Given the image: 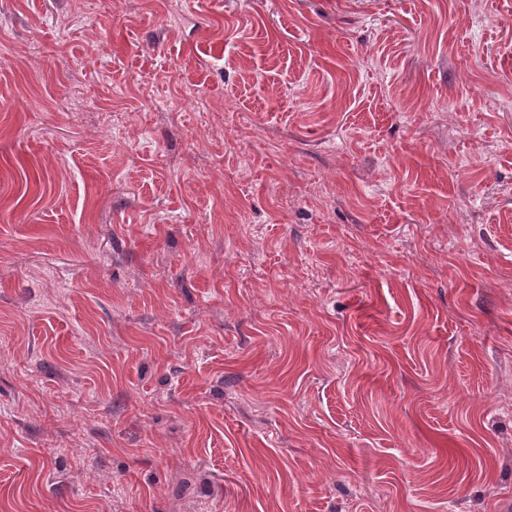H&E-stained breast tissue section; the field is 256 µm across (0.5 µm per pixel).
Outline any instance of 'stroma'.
I'll return each instance as SVG.
<instances>
[{"mask_svg":"<svg viewBox=\"0 0 512 512\" xmlns=\"http://www.w3.org/2000/svg\"><path fill=\"white\" fill-rule=\"evenodd\" d=\"M512 502V0H0V512Z\"/></svg>","mask_w":512,"mask_h":512,"instance_id":"stroma-1","label":"stroma"}]
</instances>
